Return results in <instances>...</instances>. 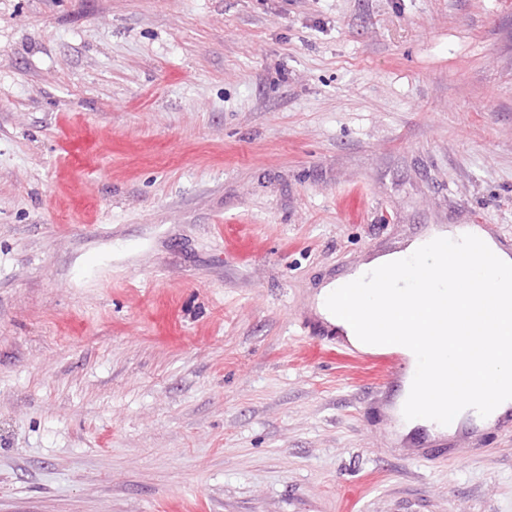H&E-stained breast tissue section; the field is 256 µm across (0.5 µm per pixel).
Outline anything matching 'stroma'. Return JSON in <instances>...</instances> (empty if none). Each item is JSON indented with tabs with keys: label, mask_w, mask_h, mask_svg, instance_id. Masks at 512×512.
Returning <instances> with one entry per match:
<instances>
[{
	"label": "stroma",
	"mask_w": 512,
	"mask_h": 512,
	"mask_svg": "<svg viewBox=\"0 0 512 512\" xmlns=\"http://www.w3.org/2000/svg\"><path fill=\"white\" fill-rule=\"evenodd\" d=\"M512 240V0H0V512H512L321 286Z\"/></svg>",
	"instance_id": "obj_1"
}]
</instances>
